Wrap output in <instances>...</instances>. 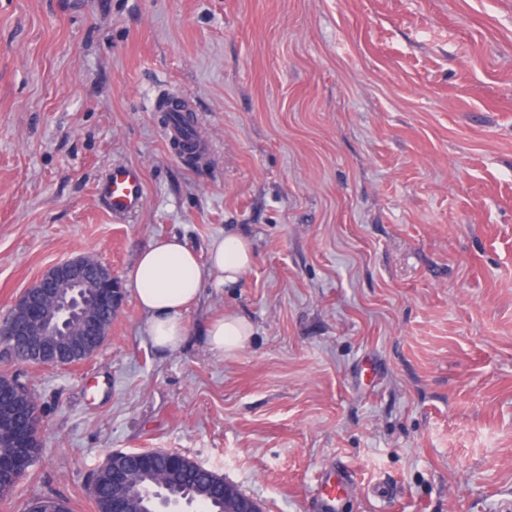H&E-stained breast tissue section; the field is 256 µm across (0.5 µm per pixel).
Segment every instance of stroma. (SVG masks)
<instances>
[{"mask_svg": "<svg viewBox=\"0 0 512 512\" xmlns=\"http://www.w3.org/2000/svg\"><path fill=\"white\" fill-rule=\"evenodd\" d=\"M186 98L179 157L149 96ZM146 179L121 221L97 187ZM247 235L238 287L203 288L163 353L124 290L78 366L0 352L42 409L0 512L53 492L96 512L110 454L165 450L263 512H500L512 500V0H0V320L51 265L125 282L153 239ZM233 310L251 345L219 358ZM207 346L214 354L232 355L245 349L254 336V326L234 311L211 322L207 328ZM354 485V477L350 472L336 468V473L326 472L318 479V493L326 510H332L336 504L345 499Z\"/></svg>", "mask_w": 512, "mask_h": 512, "instance_id": "35a3bbf8", "label": "stroma"}]
</instances>
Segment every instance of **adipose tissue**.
Listing matches in <instances>:
<instances>
[{
	"mask_svg": "<svg viewBox=\"0 0 512 512\" xmlns=\"http://www.w3.org/2000/svg\"><path fill=\"white\" fill-rule=\"evenodd\" d=\"M253 262L250 240L237 234L213 238L203 258L181 237L155 239L127 273L128 286L146 316L145 330L152 345L163 352L179 350L189 329L187 314L203 284L236 287ZM253 336V325L229 311L209 324L207 346L216 355H232L245 349Z\"/></svg>",
	"mask_w": 512,
	"mask_h": 512,
	"instance_id": "adipose-tissue-1",
	"label": "adipose tissue"
}]
</instances>
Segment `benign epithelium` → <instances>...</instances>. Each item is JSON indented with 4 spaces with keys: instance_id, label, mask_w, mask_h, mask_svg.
<instances>
[{
    "instance_id": "7a95c632",
    "label": "benign epithelium",
    "mask_w": 512,
    "mask_h": 512,
    "mask_svg": "<svg viewBox=\"0 0 512 512\" xmlns=\"http://www.w3.org/2000/svg\"><path fill=\"white\" fill-rule=\"evenodd\" d=\"M88 261L83 256L69 258L49 267L42 275L45 287L31 286L23 291L13 306L22 313L21 320H8L0 324V340L10 348L22 350L21 360L30 366H68L85 362L97 352L94 336L98 335L96 308L86 304L73 308L72 299L65 297L81 290L87 278ZM103 290L107 296L100 304L117 311L121 298L113 279L103 280ZM71 333L63 342H48L46 336L58 335V330ZM17 445L21 452L15 465L27 468L36 453L27 430L20 428ZM154 500L151 512H179L182 500L172 496H161L158 490L150 492ZM137 507L125 491L113 486L111 512H137Z\"/></svg>"
}]
</instances>
